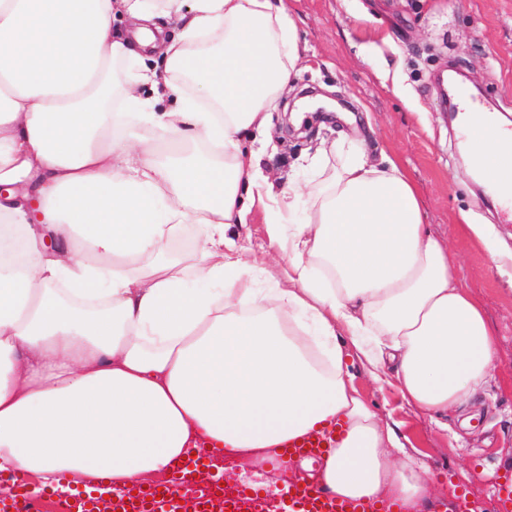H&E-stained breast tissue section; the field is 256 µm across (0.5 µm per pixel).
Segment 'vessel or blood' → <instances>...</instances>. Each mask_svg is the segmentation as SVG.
<instances>
[{"instance_id":"vessel-or-blood-1","label":"vessel or blood","mask_w":512,"mask_h":512,"mask_svg":"<svg viewBox=\"0 0 512 512\" xmlns=\"http://www.w3.org/2000/svg\"><path fill=\"white\" fill-rule=\"evenodd\" d=\"M321 434L289 443L281 461L315 458L328 448ZM206 459L188 457L181 464L171 465L168 479L161 487H148L137 494H124L117 499L104 498L96 491L75 490L65 503L64 512H265L269 500H276L279 512H380L376 504L350 503L329 497L318 487L297 482L289 483L278 492L249 489L242 485L233 494L222 493L219 481L206 476ZM16 487L11 499H0V512H34L33 499L20 474H11Z\"/></svg>"}]
</instances>
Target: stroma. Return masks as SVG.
<instances>
[{
    "label": "stroma",
    "instance_id": "1",
    "mask_svg": "<svg viewBox=\"0 0 512 512\" xmlns=\"http://www.w3.org/2000/svg\"><path fill=\"white\" fill-rule=\"evenodd\" d=\"M301 49L296 74L265 130L240 141L257 152L276 188L328 181L344 161L312 163L321 141L364 144L387 153L408 172L424 222L444 239L452 268L498 334L492 374L463 409L435 422L409 405L394 377L377 383L355 353L346 363L360 396L392 425L407 454L430 472L437 512L449 490L463 493L469 512H503L502 475L512 469V212L479 193L464 159L461 134L442 111L436 76L462 64L464 83L481 102L512 116V0H286ZM287 223L255 202L245 223L226 235L257 269L256 287L283 274L288 258L271 248L268 226ZM488 225L490 244L467 231Z\"/></svg>",
    "mask_w": 512,
    "mask_h": 512
}]
</instances>
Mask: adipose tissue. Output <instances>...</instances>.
<instances>
[{"mask_svg": "<svg viewBox=\"0 0 512 512\" xmlns=\"http://www.w3.org/2000/svg\"><path fill=\"white\" fill-rule=\"evenodd\" d=\"M182 8L0 0V471L61 497L80 486L118 494L191 448L212 451L220 474L339 423L344 435L310 483L427 512V471L394 456L399 436L359 395L337 338L435 420L487 381L496 335L447 245L427 233L408 175L357 145L323 187L274 197L294 216L269 236L288 256V284L254 288L253 265L225 252L226 228L245 223L265 183L239 135L264 130L288 87L296 29L280 0ZM118 11L135 20L133 39L113 36ZM161 13L179 18L176 39L151 30ZM140 44L157 45L163 71ZM118 64L120 91L94 93ZM185 79L209 87V105ZM166 97L175 107L158 111ZM148 127L175 151L139 150ZM189 219L207 227L193 279L166 263L128 275ZM16 228L28 257L19 266L6 259Z\"/></svg>", "mask_w": 512, "mask_h": 512, "instance_id": "adipose-tissue-1", "label": "adipose tissue"}]
</instances>
